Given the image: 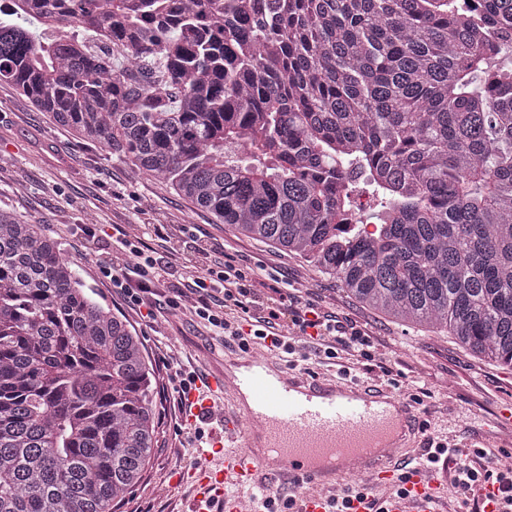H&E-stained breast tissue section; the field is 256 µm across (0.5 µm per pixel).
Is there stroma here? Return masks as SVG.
I'll use <instances>...</instances> for the list:
<instances>
[{
    "instance_id": "obj_1",
    "label": "stroma",
    "mask_w": 512,
    "mask_h": 512,
    "mask_svg": "<svg viewBox=\"0 0 512 512\" xmlns=\"http://www.w3.org/2000/svg\"><path fill=\"white\" fill-rule=\"evenodd\" d=\"M0 206L26 216L45 234L59 239L65 256L78 264L99 301L126 317L141 336L155 369L158 446L140 482L114 505L113 512H188L191 490L176 484L174 477L196 466L201 453L191 430L178 428L171 394L179 380V361L189 357L204 361L210 344L184 311L163 305L150 318L131 314L111 284L100 277L96 258L111 251L109 234L115 224L185 225V249H193L200 240L224 247L243 270L265 268L271 277L290 283L296 296L321 299L338 319L366 327L374 342V368L362 371V379L388 386L410 401L425 435L466 444L485 434L498 457L512 458V427L500 426L498 416L501 405L512 400V368L479 362L432 327L367 309L300 256L212 223L207 213L154 183L129 162L112 158L56 126L6 85H0ZM89 215L97 223L91 242L72 231ZM162 343L170 356L166 363L157 355Z\"/></svg>"
}]
</instances>
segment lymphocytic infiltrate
Returning a JSON list of instances; mask_svg holds the SVG:
<instances>
[{"instance_id": "lymphocytic-infiltrate-1", "label": "lymphocytic infiltrate", "mask_w": 512, "mask_h": 512, "mask_svg": "<svg viewBox=\"0 0 512 512\" xmlns=\"http://www.w3.org/2000/svg\"><path fill=\"white\" fill-rule=\"evenodd\" d=\"M181 232L178 224H148L140 232L113 225L112 254L100 259L98 271L124 294L131 311L153 308L155 296L167 292L172 307L190 300V314L216 341H233L243 350L268 341L292 365L308 346L347 377L371 361L370 335L355 322H341L317 301L286 296L263 274L242 271L208 243L185 250ZM495 461L494 451L466 453L433 436L425 440L415 467L439 473L457 490L448 512H485L476 492L483 481L500 484L502 512H512V470H497Z\"/></svg>"}]
</instances>
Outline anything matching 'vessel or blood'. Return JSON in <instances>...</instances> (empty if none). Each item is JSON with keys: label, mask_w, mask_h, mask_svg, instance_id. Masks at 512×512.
<instances>
[{"label": "vessel or blood", "mask_w": 512, "mask_h": 512, "mask_svg": "<svg viewBox=\"0 0 512 512\" xmlns=\"http://www.w3.org/2000/svg\"><path fill=\"white\" fill-rule=\"evenodd\" d=\"M204 383L189 396L194 413H219L221 431L208 440L205 462L186 470L197 493L191 512L212 503L240 512L254 489L289 487L310 478L293 512H326L328 490L364 475L384 483L407 478L411 494L390 499L387 512H439L425 489L436 479L409 474L394 454L413 446L421 423L391 389L341 376H309L285 369L276 350L209 349Z\"/></svg>", "instance_id": "b4317fda"}]
</instances>
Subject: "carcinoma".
I'll use <instances>...</instances> for the list:
<instances>
[{
	"instance_id": "cac0c4a2",
	"label": "carcinoma",
	"mask_w": 512,
	"mask_h": 512,
	"mask_svg": "<svg viewBox=\"0 0 512 512\" xmlns=\"http://www.w3.org/2000/svg\"><path fill=\"white\" fill-rule=\"evenodd\" d=\"M15 2L0 84L362 306L512 366V0ZM153 378L60 243L0 207V512H112L157 447Z\"/></svg>"
}]
</instances>
